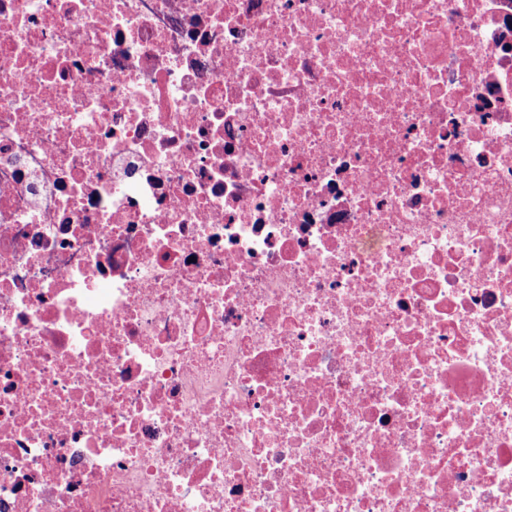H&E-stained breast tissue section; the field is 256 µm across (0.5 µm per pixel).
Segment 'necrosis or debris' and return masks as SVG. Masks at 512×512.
Listing matches in <instances>:
<instances>
[{
    "instance_id": "obj_1",
    "label": "necrosis or debris",
    "mask_w": 512,
    "mask_h": 512,
    "mask_svg": "<svg viewBox=\"0 0 512 512\" xmlns=\"http://www.w3.org/2000/svg\"><path fill=\"white\" fill-rule=\"evenodd\" d=\"M0 512H512V0H0Z\"/></svg>"
}]
</instances>
